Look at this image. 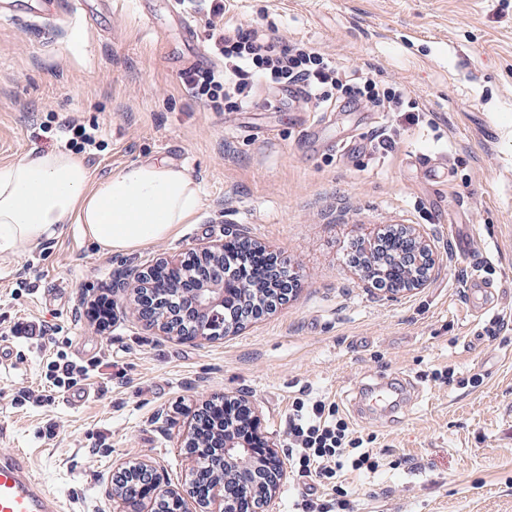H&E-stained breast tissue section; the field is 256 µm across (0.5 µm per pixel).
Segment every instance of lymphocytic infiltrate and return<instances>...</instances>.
Masks as SVG:
<instances>
[{"instance_id": "obj_1", "label": "lymphocytic infiltrate", "mask_w": 512, "mask_h": 512, "mask_svg": "<svg viewBox=\"0 0 512 512\" xmlns=\"http://www.w3.org/2000/svg\"><path fill=\"white\" fill-rule=\"evenodd\" d=\"M179 5L205 12L209 20V50L222 58L223 68L200 64L184 69L180 81L192 97L215 110L242 112L252 107L261 87H298L311 112H325L350 100L371 112H415L419 105L405 87L383 85L368 72L329 59L306 43L282 44L272 27L226 28L224 0H178ZM291 461L297 474L312 479L297 504L298 512H350L343 488L323 500L317 488L344 465L376 470L378 462L363 436L357 435L336 404L317 398H294L288 419Z\"/></svg>"}]
</instances>
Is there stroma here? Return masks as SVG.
Instances as JSON below:
<instances>
[{
    "label": "stroma",
    "mask_w": 512,
    "mask_h": 512,
    "mask_svg": "<svg viewBox=\"0 0 512 512\" xmlns=\"http://www.w3.org/2000/svg\"><path fill=\"white\" fill-rule=\"evenodd\" d=\"M225 5V26H271L405 86L418 121L340 105L219 112L179 79L212 61L205 14H188V40L169 0H14L0 18V166L74 150L70 127L81 125L96 131V146L77 152L94 178L163 159L199 183L202 204L177 237L135 252L103 253L70 224L0 258V343L11 348L0 363V453H23L61 512H112L102 488L123 460L184 480L180 437L210 394L250 395L284 455L291 403L306 393L374 438L378 468L342 473L354 512H512V0ZM425 155L446 165L444 183L426 179ZM400 224L430 240L436 267L424 288L392 298L351 253ZM232 228L298 270L275 311L212 342L169 339L121 308L105 324L90 317V302L111 300L131 271ZM477 274L493 286L483 315L467 292ZM27 322L45 325L51 344L15 337ZM61 357L88 372L77 386L93 393L75 406L45 378ZM445 368L454 383L433 379ZM382 377L401 378L409 397L370 406L363 390ZM161 412L170 426L156 422Z\"/></svg>",
    "instance_id": "35a3bbf8"
}]
</instances>
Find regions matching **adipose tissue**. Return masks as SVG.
<instances>
[{"mask_svg": "<svg viewBox=\"0 0 512 512\" xmlns=\"http://www.w3.org/2000/svg\"><path fill=\"white\" fill-rule=\"evenodd\" d=\"M200 205L198 183L165 160L97 180L75 155H29L0 166V256L57 239L69 224L102 252H131L177 235Z\"/></svg>", "mask_w": 512, "mask_h": 512, "instance_id": "1", "label": "adipose tissue"}]
</instances>
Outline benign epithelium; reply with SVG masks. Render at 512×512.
Wrapping results in <instances>:
<instances>
[{
	"label": "benign epithelium",
	"instance_id": "obj_1",
	"mask_svg": "<svg viewBox=\"0 0 512 512\" xmlns=\"http://www.w3.org/2000/svg\"><path fill=\"white\" fill-rule=\"evenodd\" d=\"M359 247L365 279H388L392 295L423 287L435 267L430 243L410 225L386 241L378 235L363 238ZM238 253L275 261L245 233L231 232L186 259L163 257L145 271L131 272L112 289L119 299L101 313L120 300L170 339L211 341L236 334L287 298L262 287L252 268L242 266L224 277L226 259ZM181 448L187 475L180 485L145 460L122 462L124 479L104 490L112 512H271L283 461L248 395L224 392L203 400L183 432Z\"/></svg>",
	"mask_w": 512,
	"mask_h": 512
}]
</instances>
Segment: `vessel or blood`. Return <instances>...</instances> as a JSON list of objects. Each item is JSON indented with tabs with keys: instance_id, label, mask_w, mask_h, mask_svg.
<instances>
[{
	"instance_id": "vessel-or-blood-1",
	"label": "vessel or blood",
	"mask_w": 512,
	"mask_h": 512,
	"mask_svg": "<svg viewBox=\"0 0 512 512\" xmlns=\"http://www.w3.org/2000/svg\"><path fill=\"white\" fill-rule=\"evenodd\" d=\"M60 508L22 454L0 455V512H60Z\"/></svg>"
}]
</instances>
